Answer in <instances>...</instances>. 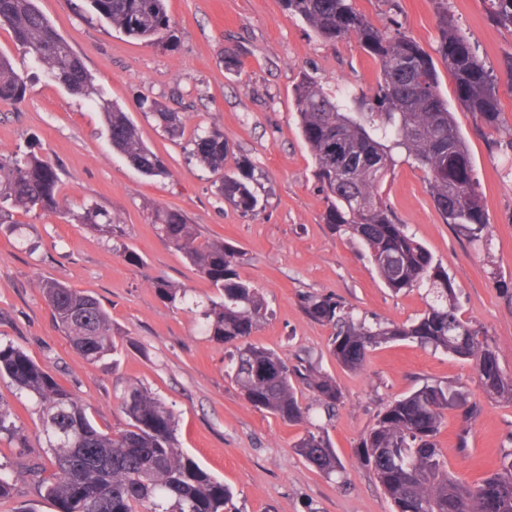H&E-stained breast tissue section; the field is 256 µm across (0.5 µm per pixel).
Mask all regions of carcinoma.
<instances>
[{"label": "carcinoma", "mask_w": 512, "mask_h": 512, "mask_svg": "<svg viewBox=\"0 0 512 512\" xmlns=\"http://www.w3.org/2000/svg\"><path fill=\"white\" fill-rule=\"evenodd\" d=\"M98 16L123 33L149 43L175 37L166 0H88ZM322 40L355 37L361 49L379 64L376 86L367 94L337 96L308 74L294 88L301 136L315 160L314 176L328 200L324 221L363 246L386 287L399 293L425 289L426 309L409 323L368 320L354 314L332 295L302 297L310 319L331 329L329 350L348 370L360 369L375 348L411 340L450 353L473 364L483 389L512 400V378L504 376L486 331L459 314L446 270L415 239L381 188L397 158L413 161L426 174L436 210L446 224L474 243L489 246L490 218L480 201L473 160L433 58L400 30L380 28L353 0H282ZM491 19L512 32V0H483ZM438 53L454 81L458 104L490 128L500 123L498 76L478 57L448 11L437 0ZM0 26L8 27L17 44L34 62L72 93L102 100L104 122L112 147L141 173L167 175L164 159L139 138L135 125L120 108L103 100L92 77L68 43L38 10L34 0H0ZM27 77L0 55V104L24 100ZM356 102L359 111H351ZM147 109L171 136L181 135L177 113L152 101ZM192 156L205 168L224 172L217 193L244 213L257 211L261 176L245 160L224 170L229 143L224 131L195 136ZM60 214L59 176L54 165L33 154L0 156V224L11 210ZM74 220L110 236L122 229L112 216L91 207ZM156 233L208 278L222 300L202 310L206 333L234 347L228 375L255 408L281 421L302 424L310 406L302 402L296 383L312 392L327 413L343 395L336 381L311 367L288 365L277 352L248 341L267 319L263 297L244 280L239 267L244 253L217 240H199V233L179 211L158 210L151 218ZM46 304L70 344L87 360L98 361L117 351L112 318L100 301L58 279L41 284ZM154 288L165 301L186 300L187 293L164 279ZM34 396L53 472L45 495L57 512H225L232 501L229 487L194 458L180 450L172 410L140 384L124 390L120 409L126 428L102 430L89 407L45 368L10 343L0 342V377ZM458 410L463 421L477 415L466 395L448 384H425L394 400L378 415L361 439L359 460L401 512H512V452L501 469L481 482L465 484L449 471L438 437L446 412ZM295 452L322 473L345 467L322 427L306 432Z\"/></svg>", "instance_id": "obj_1"}]
</instances>
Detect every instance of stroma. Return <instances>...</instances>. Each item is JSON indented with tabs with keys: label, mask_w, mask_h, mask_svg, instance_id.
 <instances>
[{
	"label": "stroma",
	"mask_w": 512,
	"mask_h": 512,
	"mask_svg": "<svg viewBox=\"0 0 512 512\" xmlns=\"http://www.w3.org/2000/svg\"><path fill=\"white\" fill-rule=\"evenodd\" d=\"M35 3L104 98L121 107L143 142L163 157L168 173L151 178L137 171L113 149L100 106L45 71H36L20 104L0 105V154L35 149L55 165L67 208L101 207L123 230L110 238L68 217L15 211L13 225L0 226V341L90 404L104 429L124 428L119 404L126 386L146 387L176 415L180 448L231 488L235 512H393L355 450L391 401L427 382L461 389L479 407L468 424L456 412L447 414L439 441L449 470L476 483L497 469L512 451V402L486 393L470 362L397 341L372 350L360 370L350 371L329 351V328L301 309L308 293L335 295L356 314L384 322L411 321L426 307L420 292L388 289L357 243L325 224L327 201L298 129L292 91L302 74L354 96L375 86L378 64L356 39L317 38L280 0H168L177 38L160 45L112 28L86 0ZM356 4L375 25L398 24L435 53V0ZM448 8L487 67L503 74L512 32L490 20L483 0H448ZM230 57L238 67L226 66ZM441 87L474 161L490 248L443 223L414 164L398 163L383 195L447 271L462 317L484 327L502 371L512 377V89L500 84L501 123L490 129L460 109L449 77ZM146 99L179 113L180 137L144 113ZM212 127L228 140L227 168L245 158L262 173L257 213H241L216 195L215 174L191 156L194 135ZM157 208L186 214L201 237L244 252L240 274L271 310L253 342L335 379L343 393L335 415H325L311 392L302 400L311 407V423L326 428L344 476H325L296 454L305 425L284 424L241 395L224 372L230 349L205 335L198 309L159 297L157 279L186 289L200 306L219 293L158 238L150 224ZM127 247L141 264L125 260ZM51 278L88 292L109 311L120 338L116 358L88 361L56 328L40 288ZM0 400L20 428L17 436H0V465L14 476L0 512L23 506L56 512L27 471L50 462L36 400L5 376Z\"/></svg>",
	"instance_id": "obj_1"
}]
</instances>
